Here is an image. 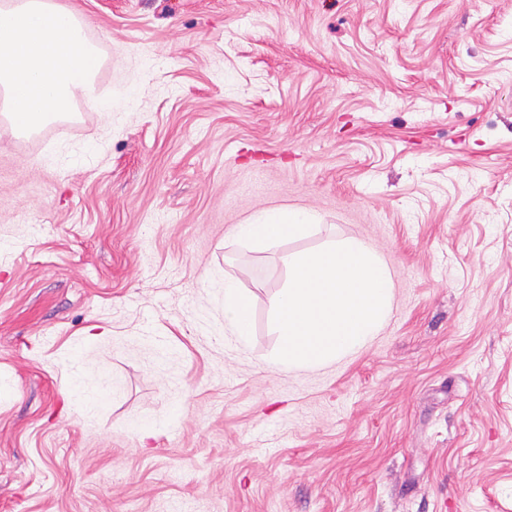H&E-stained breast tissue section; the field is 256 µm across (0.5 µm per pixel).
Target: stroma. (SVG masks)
I'll return each mask as SVG.
<instances>
[{
    "label": "stroma",
    "instance_id": "stroma-1",
    "mask_svg": "<svg viewBox=\"0 0 512 512\" xmlns=\"http://www.w3.org/2000/svg\"><path fill=\"white\" fill-rule=\"evenodd\" d=\"M58 2L98 102L0 115V512H512V0ZM269 208L320 228L237 242ZM343 236L392 315L279 371L285 259ZM224 327L240 344H247L251 334L250 302L238 284L229 279L224 280Z\"/></svg>",
    "mask_w": 512,
    "mask_h": 512
}]
</instances>
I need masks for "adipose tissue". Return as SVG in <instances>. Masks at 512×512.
Segmentation results:
<instances>
[{
	"instance_id": "obj_1",
	"label": "adipose tissue",
	"mask_w": 512,
	"mask_h": 512,
	"mask_svg": "<svg viewBox=\"0 0 512 512\" xmlns=\"http://www.w3.org/2000/svg\"><path fill=\"white\" fill-rule=\"evenodd\" d=\"M318 218L304 209H269L258 212L247 223L237 225L233 236L240 243L265 248L284 239H303L314 235ZM224 325L240 344H247L251 334L250 302L238 284L224 282Z\"/></svg>"
}]
</instances>
